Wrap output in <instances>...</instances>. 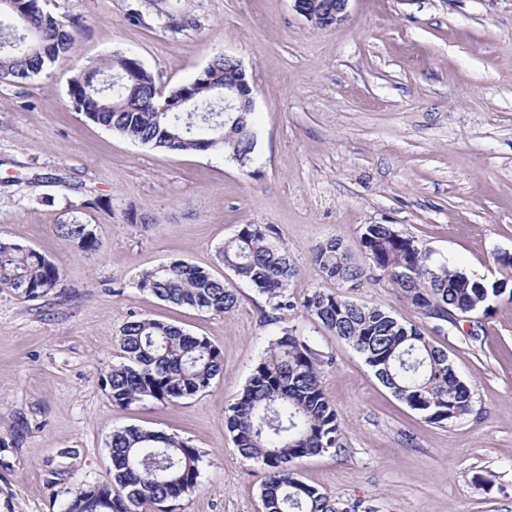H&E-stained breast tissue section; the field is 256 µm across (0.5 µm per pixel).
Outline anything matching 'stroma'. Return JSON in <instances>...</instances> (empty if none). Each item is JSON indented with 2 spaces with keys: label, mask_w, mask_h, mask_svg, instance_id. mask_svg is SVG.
<instances>
[{
  "label": "stroma",
  "mask_w": 512,
  "mask_h": 512,
  "mask_svg": "<svg viewBox=\"0 0 512 512\" xmlns=\"http://www.w3.org/2000/svg\"><path fill=\"white\" fill-rule=\"evenodd\" d=\"M40 4L79 26L54 67L0 81V240L34 248L63 281L35 300L0 289V512H63L110 480L108 441L127 425L200 449L199 485L180 512H262L265 472L243 461L225 419L271 339L262 296L236 282L239 305L224 315L137 285L174 260L230 278L219 250L244 224L272 226L297 269L293 300L321 290L416 323L473 392L471 415L426 422L350 345L288 311L284 325L327 358L321 386L345 435L340 451L292 462L303 481L358 512H512V295L475 313L474 339L467 322L418 313L378 272L351 288L312 259L334 237L364 262L366 226L388 224L432 263L496 276L495 255L512 253V0H350L325 29L292 0ZM169 12L189 25L171 32ZM115 52L168 88L215 57L239 60L254 94L251 160L145 146L77 112L70 79ZM130 212L157 222L129 223ZM74 219L92 225L99 251L58 236ZM134 317L206 338L222 353L220 377L177 404L113 405L101 375Z\"/></svg>",
  "instance_id": "1"
}]
</instances>
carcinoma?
I'll return each instance as SVG.
<instances>
[{"label":"carcinoma","mask_w":512,"mask_h":512,"mask_svg":"<svg viewBox=\"0 0 512 512\" xmlns=\"http://www.w3.org/2000/svg\"><path fill=\"white\" fill-rule=\"evenodd\" d=\"M77 22L43 11L39 0L0 4V79L24 83L73 48ZM235 69L215 58L192 81L167 96L187 94L204 112L164 107L156 81L138 57L116 53L81 70L69 82V96L93 122L140 143L172 152L220 149L242 163L252 159L255 137L248 112L224 122L212 99L234 79ZM59 236L80 250L96 251L89 225L75 219L57 226ZM270 227L244 224L220 250L224 267L264 297L273 339L254 368L240 399L228 407L227 426L240 456L266 470L260 491L263 512H355L300 479L288 463L343 447L335 407L320 382L324 358L312 343L281 325L296 302L288 296L296 268L288 252L269 240ZM361 245L370 269L391 277L392 286L422 315L456 324L489 296L512 286V258L495 256L501 278L490 284L446 264L432 265L410 236L389 224H369ZM313 261L330 279L356 285L365 276L339 240L313 248ZM61 283L59 268L36 250L0 241V289L34 299ZM139 288L176 306L229 314L238 307L237 290L202 268L172 261L147 270ZM306 314L360 353L375 377L393 395L430 423L462 419L472 411L470 386L454 371L447 352L419 327L377 306L313 291L301 302ZM122 360L103 375L112 404L127 407L152 399L176 403L208 390L223 368L221 353L204 337L150 318H135L120 330ZM112 480L89 486L65 512H88V494H106L109 512H175L176 501L198 485L201 451L171 434L129 425L108 442ZM125 491L121 495L113 487Z\"/></svg>","instance_id":"cac0c4a2"}]
</instances>
